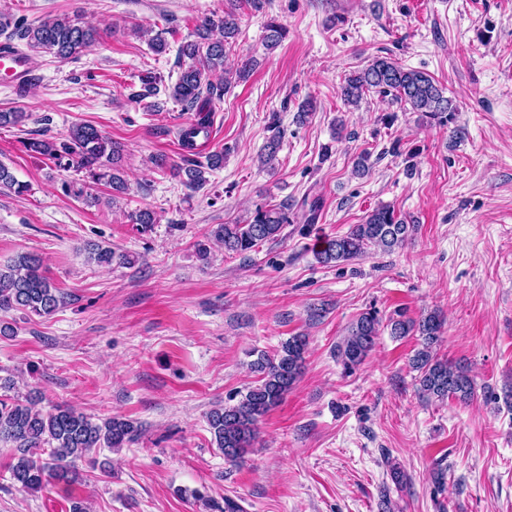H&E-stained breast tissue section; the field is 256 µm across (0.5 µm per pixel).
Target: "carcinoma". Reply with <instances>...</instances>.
I'll return each instance as SVG.
<instances>
[{
    "instance_id": "obj_1",
    "label": "carcinoma",
    "mask_w": 512,
    "mask_h": 512,
    "mask_svg": "<svg viewBox=\"0 0 512 512\" xmlns=\"http://www.w3.org/2000/svg\"><path fill=\"white\" fill-rule=\"evenodd\" d=\"M13 29L26 41L32 52H45L67 60L77 59L83 50L97 40V29L69 19L44 18L33 24H20L0 14V33ZM265 46L272 49L282 41L285 29L270 21L265 25ZM239 33L236 5L224 10L221 17H205L196 25V39L180 45L179 54L193 61L184 69L172 91L174 100L184 110L195 113L194 120L181 128L184 154L181 161L170 166L172 175L188 189L197 191L208 183L207 174L224 165V152L214 151L198 159L197 138L208 136L215 102L223 99L229 81L214 82L208 74L224 68L229 40ZM376 93L410 106L420 120L429 125L446 126L453 120L457 106L427 73L405 68L389 57H377L360 72L348 76L341 86V97L358 105L367 95ZM260 163L272 167L280 151L284 129L280 119L269 123ZM27 150L46 156L65 168L86 171L97 181H105L112 189H125V182L113 173L120 149L112 139L92 124L73 125L67 138L57 142L29 138ZM0 187L18 195L29 191V185L18 181L9 168L0 164ZM296 204L282 200L255 207L242 224H222L211 235L224 244L228 253L245 254L261 243L276 239L283 227L294 223ZM132 223L145 233L156 223L154 212L139 210L130 215ZM415 225L398 216L395 210L381 206L368 213L362 223L333 238L317 240L313 246L318 263L347 262L364 256L371 247L391 252L411 239ZM90 259L101 266L113 261L132 265L135 260L118 254L110 247L88 245ZM66 303L64 293L42 270V263L33 254L20 255L10 264L0 266V311H23L38 316L55 313ZM445 324L444 315L433 310L419 319H409L401 311L394 312L383 323L377 311L368 310L349 326L347 335L337 346L339 361L347 372L362 365L384 327L394 337L410 334L421 338V348L411 358L417 372L415 382L420 395L437 400L455 398L467 401L475 386L463 367L438 356L439 342ZM307 340L291 336L281 343L276 354L260 356L254 363L260 373L258 383L242 394L234 404L212 410L208 417L216 447L224 459L238 463L252 447L258 423L282 402L301 376ZM139 428L133 421L114 416L101 423L67 405H57L48 412L29 401L0 399V441L16 445V462L11 466V479L26 492H38L53 479L74 483L78 473L71 463L95 448H123L133 442Z\"/></svg>"
}]
</instances>
